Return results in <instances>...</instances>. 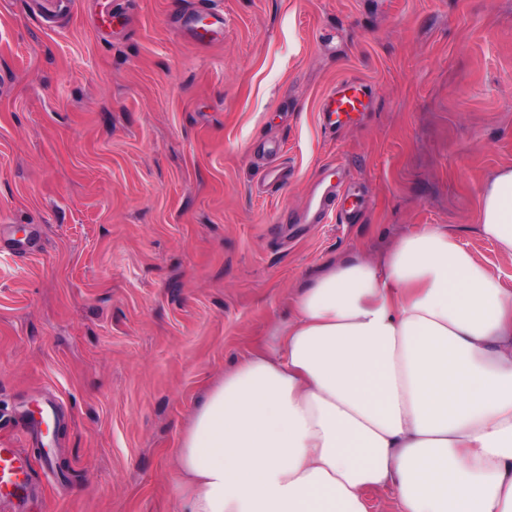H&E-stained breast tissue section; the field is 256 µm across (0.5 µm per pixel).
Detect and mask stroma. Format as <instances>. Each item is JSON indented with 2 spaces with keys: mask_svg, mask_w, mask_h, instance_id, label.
Wrapping results in <instances>:
<instances>
[{
  "mask_svg": "<svg viewBox=\"0 0 512 512\" xmlns=\"http://www.w3.org/2000/svg\"><path fill=\"white\" fill-rule=\"evenodd\" d=\"M345 79L368 106L323 127ZM506 164L512 0H8L0 436L34 512H177L195 409L331 258L445 224L512 274L477 229Z\"/></svg>",
  "mask_w": 512,
  "mask_h": 512,
  "instance_id": "35a3bbf8",
  "label": "stroma"
}]
</instances>
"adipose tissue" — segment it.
<instances>
[{
    "label": "adipose tissue",
    "instance_id": "adipose-tissue-1",
    "mask_svg": "<svg viewBox=\"0 0 512 512\" xmlns=\"http://www.w3.org/2000/svg\"><path fill=\"white\" fill-rule=\"evenodd\" d=\"M512 257V165L478 195ZM182 512H512V287L444 224L330 260L177 452Z\"/></svg>",
    "mask_w": 512,
    "mask_h": 512
}]
</instances>
